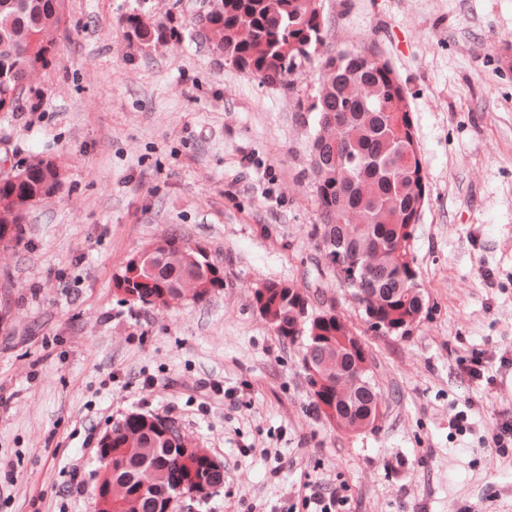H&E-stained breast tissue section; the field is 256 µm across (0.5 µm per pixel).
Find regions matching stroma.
<instances>
[{
  "label": "stroma",
  "mask_w": 512,
  "mask_h": 512,
  "mask_svg": "<svg viewBox=\"0 0 512 512\" xmlns=\"http://www.w3.org/2000/svg\"><path fill=\"white\" fill-rule=\"evenodd\" d=\"M217 3L69 0L57 54L0 112V162L67 171L0 258V512H95L100 441L134 411L223 463L193 512H315L316 492L336 512H512V446L491 440L512 420V0H322L326 51L378 52L409 101L424 312L403 336L369 330L315 250L316 62L281 84L228 64L197 23ZM131 15L180 38L133 48ZM164 235L220 269L205 303L117 294L127 260ZM268 282L358 332L374 429L323 421L300 343L255 306Z\"/></svg>",
  "instance_id": "obj_1"
}]
</instances>
